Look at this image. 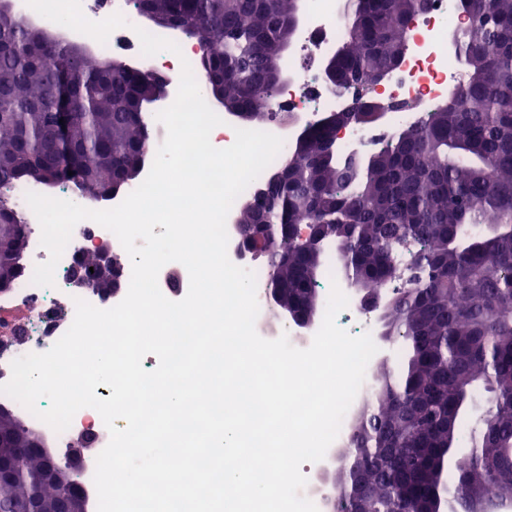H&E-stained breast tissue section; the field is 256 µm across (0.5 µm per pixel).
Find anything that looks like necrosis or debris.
Wrapping results in <instances>:
<instances>
[{
  "label": "necrosis or debris",
  "instance_id": "1",
  "mask_svg": "<svg viewBox=\"0 0 512 512\" xmlns=\"http://www.w3.org/2000/svg\"><path fill=\"white\" fill-rule=\"evenodd\" d=\"M34 2L14 0L13 8L37 25L55 19L64 21L67 33L78 35L94 52L132 57L150 72L169 80L171 85L179 83L182 62L192 65L198 62V40L186 33L176 38L180 53L163 51L152 57L144 56L135 32L142 20L132 0H52L53 12L49 15L35 7ZM460 26L456 0H431L429 10L414 20L402 66L384 85L383 99L397 102V109L387 112L381 126L345 128L336 140L338 150L345 154L372 151L381 139L422 121L430 108L448 100L464 71L455 52L448 49L445 35ZM344 34V16L333 0H314L306 23L296 33L295 49L288 64L290 76L283 91L275 97V116L265 124L266 132L280 136L285 129L316 124L324 114L342 111L351 104L350 95L326 86L315 70L316 64L334 51ZM30 192L79 205L84 202L72 188H52L39 182H21L10 191L13 204L28 226V240L21 259L20 280L10 291L0 293V385L10 380L15 359L48 351L72 325L75 304L70 302L62 308L57 298L64 292L78 243L94 238L107 239L113 245L118 242L114 233L96 222L81 221L74 227L56 266L54 286L33 284L36 266L46 262L49 253L40 244L41 227L26 201ZM0 406L14 410L23 424L42 432L56 458L62 461L74 454L75 440L82 433L94 435L97 449H104L109 442V432L100 414L89 407L80 409L70 427L58 433L7 395L0 394ZM349 432V422H342L333 449L327 450L325 457L314 465L301 467L307 479L302 494L315 503L319 512H326L332 495L330 487L320 482L319 475L334 460L336 449L345 445Z\"/></svg>",
  "mask_w": 512,
  "mask_h": 512
}]
</instances>
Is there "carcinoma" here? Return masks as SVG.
Listing matches in <instances>:
<instances>
[{"instance_id": "1", "label": "carcinoma", "mask_w": 512, "mask_h": 512, "mask_svg": "<svg viewBox=\"0 0 512 512\" xmlns=\"http://www.w3.org/2000/svg\"><path fill=\"white\" fill-rule=\"evenodd\" d=\"M143 15L194 34L198 70L225 112L249 126L274 116L276 60L289 46L299 0H134ZM422 0H353L343 65L368 80L405 43ZM472 23L457 37L467 82L427 121L375 152L346 156L319 124L239 211L246 249L260 248L277 309L317 310L316 281L336 246L343 273L384 297L386 325L403 340L379 365L352 423L330 512H454L512 503V0H464ZM155 76L96 57L18 15L0 0V225L22 220L9 203L18 182L61 175L89 199L138 177L130 161L152 150L143 115ZM70 113L60 129L59 113ZM73 175H68V172ZM321 239L306 248L293 229ZM0 434L42 435L7 411ZM0 500L38 501L39 512H87L66 500L72 474L43 478V456L19 463ZM367 483L369 496L357 493Z\"/></svg>"}]
</instances>
